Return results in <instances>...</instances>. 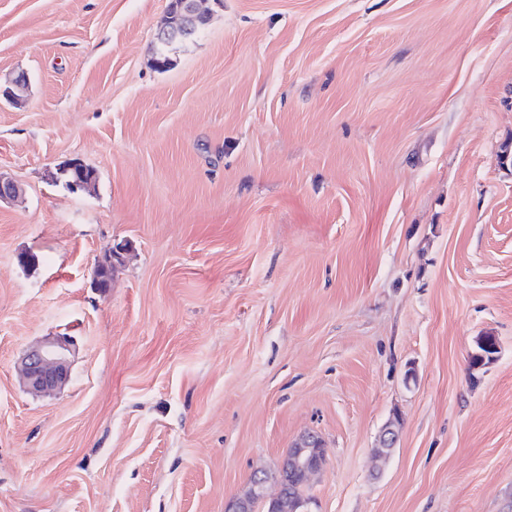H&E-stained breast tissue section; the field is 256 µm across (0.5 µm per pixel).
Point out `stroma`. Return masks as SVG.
<instances>
[{
	"instance_id": "stroma-1",
	"label": "stroma",
	"mask_w": 512,
	"mask_h": 512,
	"mask_svg": "<svg viewBox=\"0 0 512 512\" xmlns=\"http://www.w3.org/2000/svg\"><path fill=\"white\" fill-rule=\"evenodd\" d=\"M170 2L0 0V512H224L309 431L311 512H512V0H220L159 69ZM59 170L63 176L69 175L71 177L68 183L70 184V189L74 192L88 190L97 179V172L95 170L88 172L87 166L79 159L68 162ZM70 345L68 336H51L23 356L19 374L27 392L38 396L51 395L69 381Z\"/></svg>"
}]
</instances>
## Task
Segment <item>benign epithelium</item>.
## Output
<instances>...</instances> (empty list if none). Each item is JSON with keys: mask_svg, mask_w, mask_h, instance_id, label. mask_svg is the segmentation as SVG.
I'll use <instances>...</instances> for the list:
<instances>
[{"mask_svg": "<svg viewBox=\"0 0 512 512\" xmlns=\"http://www.w3.org/2000/svg\"><path fill=\"white\" fill-rule=\"evenodd\" d=\"M201 0H178L170 6L166 21L156 29L154 35L155 61L161 63L170 49L182 42L196 38L208 21V15L200 7ZM60 173L69 176L68 183L74 192L88 190L97 179V172L88 170L78 159L68 162ZM71 339L57 335L47 338L32 348L21 359L19 374L23 387L38 396L51 395L61 389L70 378ZM398 438L397 419H391L380 435V447L394 448ZM326 458L322 439L308 433L299 438L277 464L274 478L278 492L269 497L266 493L267 473H254L248 489L230 501L225 512H254L258 503H269L270 508L279 512H297L307 505L305 500H297L288 493L290 479L300 477L307 482L319 472Z\"/></svg>", "mask_w": 512, "mask_h": 512, "instance_id": "1", "label": "benign epithelium"}]
</instances>
